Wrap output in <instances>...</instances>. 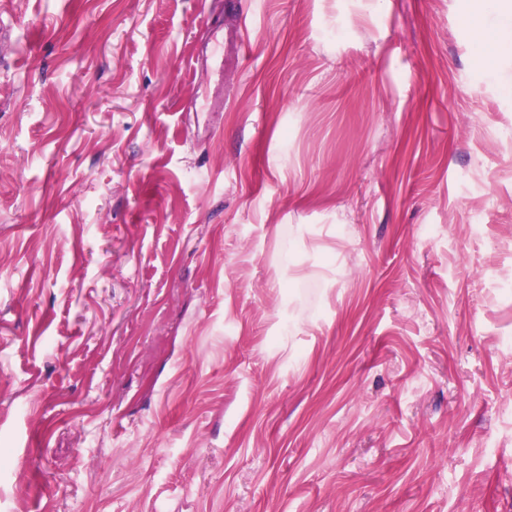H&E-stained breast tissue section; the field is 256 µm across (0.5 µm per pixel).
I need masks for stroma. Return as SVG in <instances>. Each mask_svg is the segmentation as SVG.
Segmentation results:
<instances>
[{
	"instance_id": "35a3bbf8",
	"label": "stroma",
	"mask_w": 512,
	"mask_h": 512,
	"mask_svg": "<svg viewBox=\"0 0 512 512\" xmlns=\"http://www.w3.org/2000/svg\"><path fill=\"white\" fill-rule=\"evenodd\" d=\"M209 2L0 0V512H512V44Z\"/></svg>"
}]
</instances>
